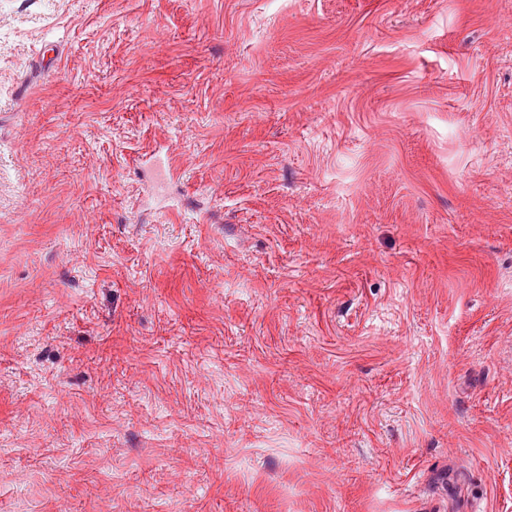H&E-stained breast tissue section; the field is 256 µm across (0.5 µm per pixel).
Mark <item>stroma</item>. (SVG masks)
<instances>
[{
    "mask_svg": "<svg viewBox=\"0 0 512 512\" xmlns=\"http://www.w3.org/2000/svg\"><path fill=\"white\" fill-rule=\"evenodd\" d=\"M0 512H512V0H0Z\"/></svg>",
    "mask_w": 512,
    "mask_h": 512,
    "instance_id": "stroma-1",
    "label": "stroma"
}]
</instances>
